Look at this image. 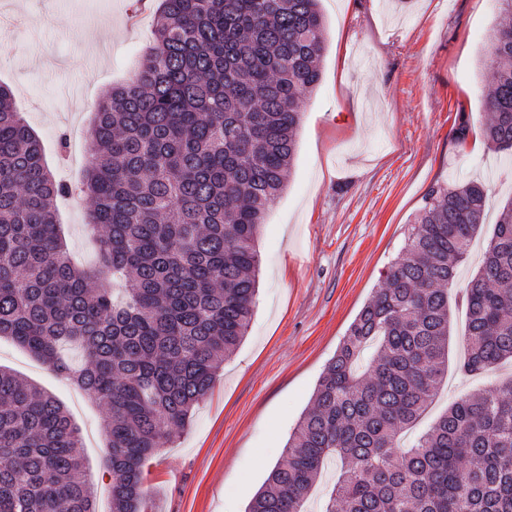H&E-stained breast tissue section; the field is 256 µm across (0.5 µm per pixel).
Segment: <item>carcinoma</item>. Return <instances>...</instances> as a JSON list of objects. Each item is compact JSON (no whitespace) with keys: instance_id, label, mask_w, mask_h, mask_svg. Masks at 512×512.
Masks as SVG:
<instances>
[{"instance_id":"obj_1","label":"carcinoma","mask_w":512,"mask_h":512,"mask_svg":"<svg viewBox=\"0 0 512 512\" xmlns=\"http://www.w3.org/2000/svg\"><path fill=\"white\" fill-rule=\"evenodd\" d=\"M318 2L160 0L142 67L96 111L81 187L99 244L91 268L59 235L56 200L68 187L0 83V337L105 408L112 512H146L147 463L247 335L256 242L296 153L302 95L321 78ZM484 76V138L509 154L512 24L493 29ZM487 197L475 181L429 190L247 512H304L331 458L344 471L325 512H512V379L456 401L413 448L395 451L448 373V291ZM463 305L461 370L478 376L512 360V200ZM64 345L79 346L82 367ZM80 448L65 408L0 368V512H96Z\"/></svg>"}]
</instances>
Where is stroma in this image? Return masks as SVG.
<instances>
[{"mask_svg": "<svg viewBox=\"0 0 512 512\" xmlns=\"http://www.w3.org/2000/svg\"><path fill=\"white\" fill-rule=\"evenodd\" d=\"M158 0H0V82L40 137L53 173L80 182L94 158L93 119L104 92L127 81L154 41ZM321 79L303 98L286 188L258 237L259 290L244 341L227 357L190 424L150 460L147 512H245L282 459L325 366L381 285L436 184L489 187L486 222L459 269L464 288L512 198V158L483 137L482 60L496 0H321ZM467 127L465 141L455 131ZM74 262L97 248L83 194L58 199ZM465 311L455 308L448 380L430 411L512 377L505 362L464 374ZM0 367L52 394L81 432L96 508L110 512L102 478L104 409L10 339Z\"/></svg>", "mask_w": 512, "mask_h": 512, "instance_id": "stroma-1", "label": "stroma"}]
</instances>
